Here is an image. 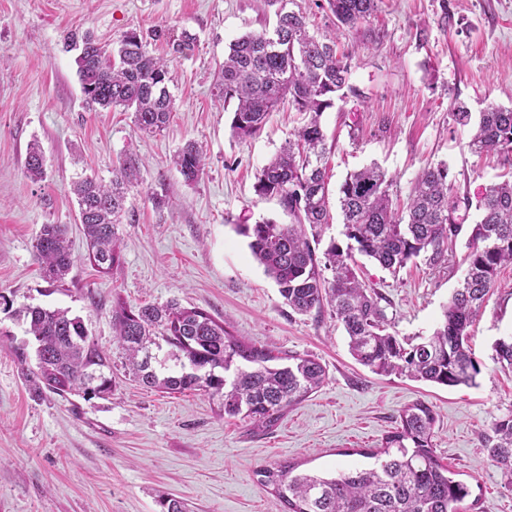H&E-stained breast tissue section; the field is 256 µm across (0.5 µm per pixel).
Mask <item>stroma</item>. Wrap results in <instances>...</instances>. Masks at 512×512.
Returning <instances> with one entry per match:
<instances>
[{"instance_id":"stroma-1","label":"stroma","mask_w":512,"mask_h":512,"mask_svg":"<svg viewBox=\"0 0 512 512\" xmlns=\"http://www.w3.org/2000/svg\"><path fill=\"white\" fill-rule=\"evenodd\" d=\"M275 9L260 0H0V512H160L166 498L187 512H283L257 469L284 461L297 472L327 474L366 465L422 401L436 415L437 456L476 500L474 512H512V484L492 462L486 441L496 419L512 413V370L494 345L512 336V265L469 328L480 366L472 387H445L379 376L351 356L330 306L295 313L252 255L241 224L290 223L278 199L257 195L261 168L298 123L273 113L256 137L230 132V111L213 94L215 73L232 41L271 28ZM165 31L154 51L170 58L176 109L156 135L131 115L89 108L77 73L74 35L115 42L131 30ZM192 37L180 52L173 45ZM353 87L321 117L330 193L348 173L380 165L392 198L406 199L420 169L447 163L460 193L477 197L512 167L471 153L469 128L451 112L512 108V0H380L367 20L346 29ZM189 140L206 168L185 182L172 158ZM39 143L46 175L24 173L27 148ZM144 162L126 202L133 219L119 226L120 263L110 274L89 264L71 191L80 175L110 181L125 150ZM164 198L155 206L151 192ZM62 224L72 267L64 282L43 278L35 257L42 225ZM467 235L445 265L408 264L390 274L359 258L362 277L382 297L399 337L428 336L440 325L464 276ZM175 299L224 320L240 338L276 351L309 354L327 378L315 393L259 431L222 416L200 391L166 394L129 376L115 340L113 309ZM29 306L70 310L112 358L109 397L36 394L34 361L17 348L29 337Z\"/></svg>"}]
</instances>
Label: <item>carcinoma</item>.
Listing matches in <instances>:
<instances>
[{
    "instance_id": "obj_1",
    "label": "carcinoma",
    "mask_w": 512,
    "mask_h": 512,
    "mask_svg": "<svg viewBox=\"0 0 512 512\" xmlns=\"http://www.w3.org/2000/svg\"><path fill=\"white\" fill-rule=\"evenodd\" d=\"M326 3L337 22L350 27L378 7V0ZM275 16L273 29L245 34L230 44L214 95L224 106L234 105L230 129L237 139L259 135L284 103L305 117L255 183L257 194L277 198L294 223L262 219L240 225L239 232L249 238L253 256L293 311L308 314L326 303L332 307L351 354L373 373L447 387L476 385L480 367L466 345L467 328L497 287L501 268L512 264V178L489 184L474 202L455 188L447 164L428 165L399 210L379 166L355 171L339 188L346 246L333 239L318 257L305 227L318 238L332 221L320 118L336 98L345 97L350 63L336 53L338 33H311L306 15L290 7ZM77 64L87 106L130 111L143 133L164 130L175 107L169 89L161 85L169 81V60L152 54L141 35L127 32L112 47L86 36ZM468 147L478 156L495 154L512 167V108L490 106L479 113ZM173 163L186 182H195L204 173L203 150L189 141ZM25 173L34 181L45 175L36 143L28 147ZM140 179V160L127 153L110 183L80 177L72 184L87 259L102 274L120 261L117 229L128 218L127 193ZM472 209L480 219L464 256L467 279L452 293L432 335L417 343L399 339L387 331L381 295L360 279L355 254L392 273L419 258L439 267L448 262V246ZM35 256L45 278H65L72 258L62 225H42ZM325 270L332 279L323 276ZM24 318L35 347L36 367L27 374L35 389L61 397L112 392L111 359L88 338L80 317L67 309L28 307ZM114 319L125 364L142 385L167 393L203 391L221 400L224 415L240 416L257 430L273 426L326 379L315 357L246 342L206 310L175 300L140 307L119 300ZM495 352L498 362L512 369V336L498 340ZM434 424L431 407L417 402L400 414L399 427L386 435L382 448L369 452L374 459L370 467L327 478L296 474V466L285 461L255 475L273 487L286 512H462L470 490L436 455ZM493 432L487 440L489 455L512 480V414L498 419Z\"/></svg>"
}]
</instances>
